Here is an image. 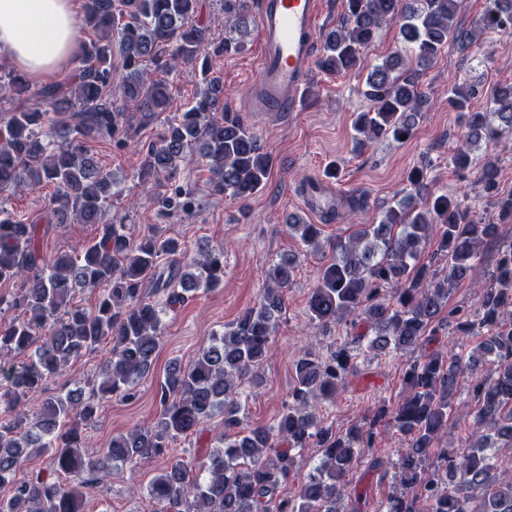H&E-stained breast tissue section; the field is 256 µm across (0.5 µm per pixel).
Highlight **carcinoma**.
Masks as SVG:
<instances>
[{
  "label": "carcinoma",
  "instance_id": "obj_1",
  "mask_svg": "<svg viewBox=\"0 0 512 512\" xmlns=\"http://www.w3.org/2000/svg\"><path fill=\"white\" fill-rule=\"evenodd\" d=\"M249 0H224V42H209L207 28L196 23L199 0H83L82 18L96 38L82 43L79 67L68 83L33 87L26 76L0 64V95L14 105L0 107V286L20 283L19 293L0 296V512H86L92 476L118 463L150 462L173 439L198 433L220 417L222 431L214 449L198 463L194 481L177 459L149 485L155 512H362L363 495L348 493V477L360 463L361 449L379 438L378 422L404 439L394 456L376 458L372 469H392L399 477L387 498V512H512V475L492 473L493 453L512 448V242L501 244L488 281L476 280L484 247L499 238V225L475 221L461 202L429 187L422 169L407 176L406 194L376 224H360L330 244L332 256L309 292V318L321 327L366 326L352 337L357 348L374 355L408 354L403 383L406 395L382 406L368 424L343 434L323 425L319 408L335 401L357 374V354L344 343L327 355L303 349L294 361L295 384L276 421L245 427L242 395L259 384L258 369L271 354V342L283 309V289L293 281L299 256L285 254L273 264L259 302L224 326L195 360L174 364L161 384L156 422L112 437L107 453L85 455L88 433L96 423V405L119 396L136 398V382L146 375L159 347L164 317L188 293L216 288L224 278V249H206L189 262L182 244L153 233L133 237L124 224L103 222L112 202V172L90 154L88 144L125 143L128 132L145 129L168 109V75L179 65H201L204 87L189 106L145 144L137 178L150 190L159 176L176 178L200 158L213 190L244 200L266 185L272 157L257 135L224 111L223 81L215 57L244 48ZM462 0H346L345 18L322 35L318 67L328 73L354 69L362 51L384 24L399 27L414 62L389 56L366 76L367 112L354 121L353 141L362 149L375 140L411 138L426 112L420 72L454 38L466 45L487 30L512 29V0H489L480 25L456 29ZM120 55L121 65L115 64ZM122 69V96L112 97V79ZM479 85H454L448 105L458 112L465 139L451 157L459 171L478 161L481 145L498 142L512 131V84L485 91L489 107L473 100ZM37 99L46 105L27 107ZM485 196L512 216V195L499 193L492 160L480 167ZM55 187L43 223L19 218L1 196L8 188ZM195 205L191 193L176 185L161 200L172 212ZM93 224L98 236L76 254L46 257L49 228ZM291 236L307 252L324 244L317 224H288ZM443 257L442 276L420 262L431 241ZM167 262L159 265V258ZM154 272L158 304L145 293V277ZM465 280L478 288L475 313L453 312L464 336H478L466 355L440 345L432 325L448 304V294ZM95 291V307L74 302L79 291ZM105 338L111 357L99 368V383L89 396L70 391L45 398L24 411L22 404L45 389L73 361L93 352ZM34 349L27 361L11 359ZM495 364L494 374L472 379L480 364ZM470 381L477 400L472 430L463 450L439 446L454 410L458 387ZM307 448L319 458L294 497L282 495L294 470L295 454ZM34 453L51 457L52 472L16 478Z\"/></svg>",
  "mask_w": 512,
  "mask_h": 512
}]
</instances>
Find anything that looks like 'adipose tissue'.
<instances>
[{
  "label": "adipose tissue",
  "mask_w": 512,
  "mask_h": 512,
  "mask_svg": "<svg viewBox=\"0 0 512 512\" xmlns=\"http://www.w3.org/2000/svg\"><path fill=\"white\" fill-rule=\"evenodd\" d=\"M74 0H0V59L34 79L76 66Z\"/></svg>",
  "instance_id": "ef3b65f1"
}]
</instances>
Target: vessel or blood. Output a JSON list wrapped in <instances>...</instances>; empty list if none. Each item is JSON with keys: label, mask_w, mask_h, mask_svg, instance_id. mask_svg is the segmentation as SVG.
Returning a JSON list of instances; mask_svg holds the SVG:
<instances>
[{"label": "vessel or blood", "mask_w": 512, "mask_h": 512, "mask_svg": "<svg viewBox=\"0 0 512 512\" xmlns=\"http://www.w3.org/2000/svg\"><path fill=\"white\" fill-rule=\"evenodd\" d=\"M259 15L260 48L247 107L258 113L299 111L321 19L319 0H259ZM308 199L318 211L335 206L329 185L322 182L310 185Z\"/></svg>", "instance_id": "vessel-or-blood-1"}]
</instances>
